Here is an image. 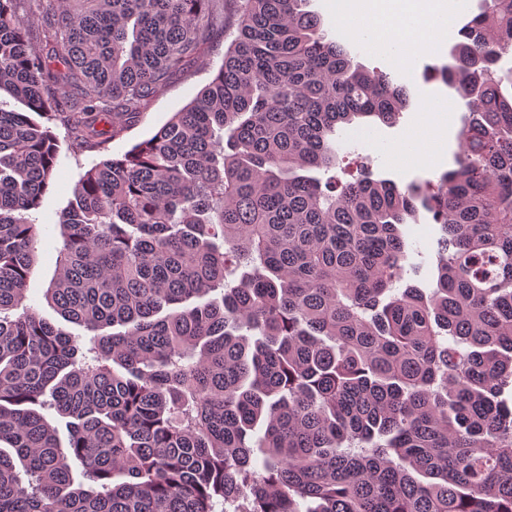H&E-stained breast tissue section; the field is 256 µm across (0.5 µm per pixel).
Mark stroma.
Instances as JSON below:
<instances>
[{
    "instance_id": "1",
    "label": "stroma",
    "mask_w": 512,
    "mask_h": 512,
    "mask_svg": "<svg viewBox=\"0 0 512 512\" xmlns=\"http://www.w3.org/2000/svg\"><path fill=\"white\" fill-rule=\"evenodd\" d=\"M479 3L480 0H460L456 23L439 47L417 53L404 64L392 55L373 52L371 33L338 26L328 0H309L308 10L321 17L329 33L342 38L352 47L358 63L371 70L393 73L399 82L407 84L411 90L412 106L396 124L355 126L342 133L338 140L339 161L345 170V179L357 177L361 169L365 168L374 177L388 178L403 186L413 181H437L441 173L452 166L460 117L465 106L457 94L440 81L436 69L447 63L450 49L460 41L461 31L470 17L477 13ZM235 35L236 31L232 28L214 31L206 56L187 63L183 71L174 75L166 90L142 112L138 121L120 140L110 144L108 151L87 152L79 156L61 152L53 184L34 214L39 229V242L32 273L26 285V295L28 305L40 316L54 324L64 325L72 335H84L83 327L63 323L61 316L45 298V292L56 276L57 257L63 245L59 218L72 197L75 185L95 163L106 159L108 154L124 151L151 137L174 112L186 106L211 80ZM442 108L450 112L451 118L447 127L441 131L442 150L439 157L418 163L395 162L392 158L393 150L398 146L409 145V135L420 112ZM402 231L406 241L403 281L423 291H431L436 286L437 240L441 228L431 214L423 211L417 222L403 225Z\"/></svg>"
}]
</instances>
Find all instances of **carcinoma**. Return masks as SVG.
<instances>
[{"instance_id":"cac0c4a2","label":"carcinoma","mask_w":512,"mask_h":512,"mask_svg":"<svg viewBox=\"0 0 512 512\" xmlns=\"http://www.w3.org/2000/svg\"><path fill=\"white\" fill-rule=\"evenodd\" d=\"M20 2L0 0V92L26 107L0 108V512H512V0H482L440 68L466 107L454 167L402 188L333 174L337 129L411 97L308 0H27L43 55ZM229 19L213 79L61 215L46 297L84 346L26 304L54 128L108 149ZM421 209L428 294L397 287Z\"/></svg>"}]
</instances>
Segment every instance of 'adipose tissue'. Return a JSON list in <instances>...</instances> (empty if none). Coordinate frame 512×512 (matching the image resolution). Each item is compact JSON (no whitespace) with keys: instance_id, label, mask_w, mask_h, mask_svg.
<instances>
[{"instance_id":"ef3b65f1","label":"adipose tissue","mask_w":512,"mask_h":512,"mask_svg":"<svg viewBox=\"0 0 512 512\" xmlns=\"http://www.w3.org/2000/svg\"><path fill=\"white\" fill-rule=\"evenodd\" d=\"M456 0H331L339 24L381 33L374 45L381 54L408 61L436 48L455 21Z\"/></svg>"}]
</instances>
